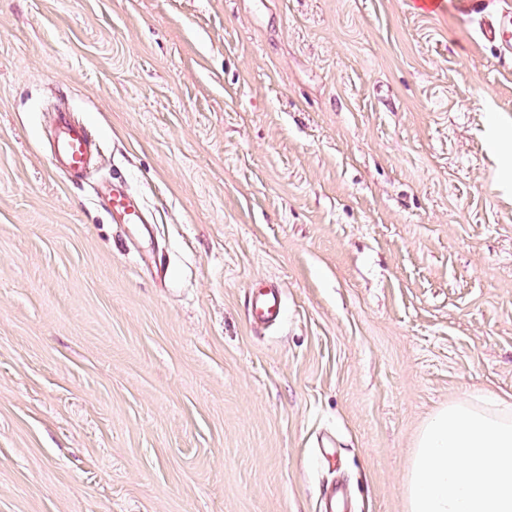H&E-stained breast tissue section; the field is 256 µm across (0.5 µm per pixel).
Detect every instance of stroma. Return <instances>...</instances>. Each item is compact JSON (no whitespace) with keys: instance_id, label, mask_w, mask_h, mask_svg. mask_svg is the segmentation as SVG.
<instances>
[{"instance_id":"35a3bbf8","label":"stroma","mask_w":512,"mask_h":512,"mask_svg":"<svg viewBox=\"0 0 512 512\" xmlns=\"http://www.w3.org/2000/svg\"><path fill=\"white\" fill-rule=\"evenodd\" d=\"M498 126L469 0H0V512H406L425 420L512 395ZM61 120L63 131L54 144L52 164H61L72 176L79 177L98 152L99 144L83 123L71 121L66 113L61 115ZM112 221L115 224H145L138 201L119 189H112ZM284 296L281 288L268 285L252 287L250 315L252 321L261 324L277 323L282 314Z\"/></svg>"}]
</instances>
